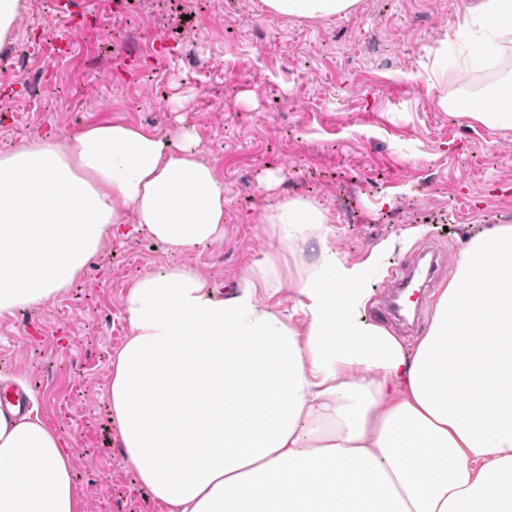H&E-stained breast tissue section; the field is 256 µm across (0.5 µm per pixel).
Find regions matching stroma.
<instances>
[{"mask_svg":"<svg viewBox=\"0 0 512 512\" xmlns=\"http://www.w3.org/2000/svg\"><path fill=\"white\" fill-rule=\"evenodd\" d=\"M70 2L101 24L69 56L34 44L58 26L56 0H24L0 48V151L106 121L188 130L224 181V237L182 253L135 233L105 240L66 291L0 317V378L27 389L39 418L69 441L83 512H161L112 418L128 289L189 266L229 296L241 270L270 255L288 279L295 252L272 248L258 226L278 200L296 197L323 210L347 264L394 244L371 271L375 292L434 243L445 255L431 290L439 295L468 239L512 224V130L436 102L484 97L512 74V41L492 65L449 69L434 87L426 66L466 0H360L353 13L319 21L271 15L262 0ZM192 35L191 64L180 46Z\"/></svg>","mask_w":512,"mask_h":512,"instance_id":"obj_1","label":"stroma"}]
</instances>
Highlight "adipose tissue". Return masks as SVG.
I'll use <instances>...</instances> for the list:
<instances>
[{
	"mask_svg": "<svg viewBox=\"0 0 512 512\" xmlns=\"http://www.w3.org/2000/svg\"><path fill=\"white\" fill-rule=\"evenodd\" d=\"M358 3L263 0L310 20ZM487 20L469 66L512 35V0H472L455 29ZM439 105L512 129V81L490 111ZM224 203L186 130L115 121L0 152V316L44 306L127 220L176 252L212 242ZM260 231L318 253L285 283L272 262L246 267L225 298L182 266L126 296L112 413L163 512H512V224L466 243L411 353L367 317L370 266L337 257L316 205L283 199ZM284 285L285 313L263 301ZM71 455L38 415L0 407V512H82Z\"/></svg>",
	"mask_w": 512,
	"mask_h": 512,
	"instance_id": "1",
	"label": "adipose tissue"
}]
</instances>
